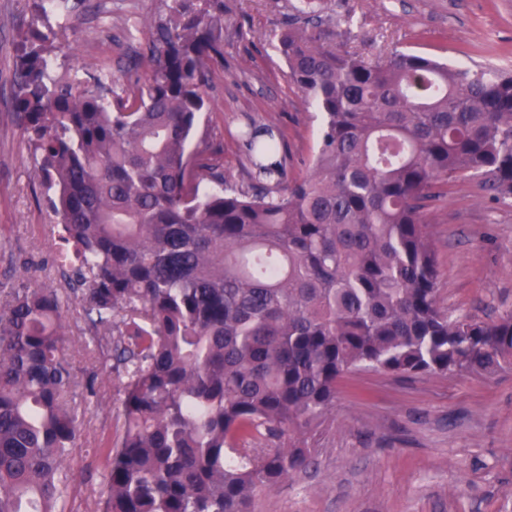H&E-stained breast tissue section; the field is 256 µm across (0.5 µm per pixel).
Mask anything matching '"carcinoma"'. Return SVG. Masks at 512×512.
<instances>
[{"instance_id": "carcinoma-1", "label": "carcinoma", "mask_w": 512, "mask_h": 512, "mask_svg": "<svg viewBox=\"0 0 512 512\" xmlns=\"http://www.w3.org/2000/svg\"><path fill=\"white\" fill-rule=\"evenodd\" d=\"M272 34L321 119L303 178L280 133L247 118L248 190L190 156L204 87L224 68V0H167L152 67L126 96L56 80L47 15L17 46L15 107L39 160L87 343L122 378L121 431L97 512H252L310 464L338 383L371 369L492 376L512 367V313L438 303L424 202L465 174L512 199V75L394 50L336 48L326 0ZM0 314V512H64L77 439L63 300L12 288Z\"/></svg>"}]
</instances>
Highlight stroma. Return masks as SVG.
Segmentation results:
<instances>
[{
	"label": "stroma",
	"instance_id": "obj_1",
	"mask_svg": "<svg viewBox=\"0 0 512 512\" xmlns=\"http://www.w3.org/2000/svg\"><path fill=\"white\" fill-rule=\"evenodd\" d=\"M292 0H224V66L205 89L209 103L193 145L236 188L248 162L236 141L246 117L276 125L288 175L305 176L320 142L315 108L292 83L271 42ZM336 45L367 61L394 49L450 64L512 74V0H329ZM164 0H82L70 17L49 14L54 77L105 72L115 92L146 71L149 22ZM34 17L32 0H0V289L67 287L60 243L39 165L14 111L15 47ZM437 298L456 315L491 321L512 312V199H493L479 177L451 180L430 202ZM67 358L77 382L97 378L79 411L67 462L65 512H96L109 451L121 426L120 380L106 354L85 344L77 304L64 309ZM312 464L265 490L254 512H512V369L491 377L404 379L358 370L340 383L336 408L309 434Z\"/></svg>",
	"mask_w": 512,
	"mask_h": 512
}]
</instances>
